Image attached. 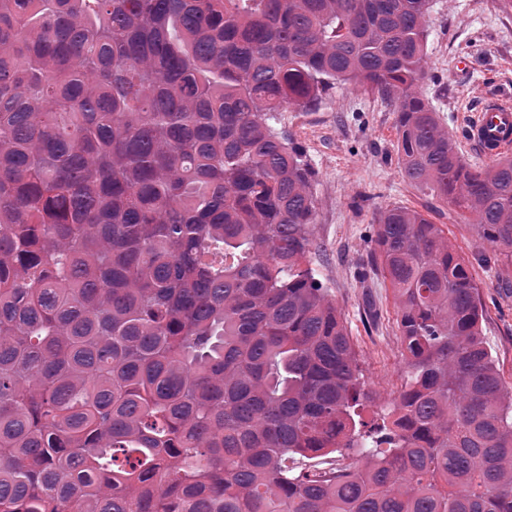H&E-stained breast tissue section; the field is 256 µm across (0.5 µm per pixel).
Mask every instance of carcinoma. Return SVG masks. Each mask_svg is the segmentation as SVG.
Segmentation results:
<instances>
[{
    "label": "carcinoma",
    "instance_id": "obj_1",
    "mask_svg": "<svg viewBox=\"0 0 512 512\" xmlns=\"http://www.w3.org/2000/svg\"><path fill=\"white\" fill-rule=\"evenodd\" d=\"M431 11L0 0V512H512L469 260L417 210L373 218L406 382L366 420L275 127L338 83L379 96L404 178L512 262V157L468 162L421 92Z\"/></svg>",
    "mask_w": 512,
    "mask_h": 512
}]
</instances>
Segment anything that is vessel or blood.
I'll use <instances>...</instances> for the list:
<instances>
[{"instance_id":"vessel-or-blood-1","label":"vessel or blood","mask_w":512,"mask_h":512,"mask_svg":"<svg viewBox=\"0 0 512 512\" xmlns=\"http://www.w3.org/2000/svg\"><path fill=\"white\" fill-rule=\"evenodd\" d=\"M468 136L482 156L512 151V101L490 98L477 110L468 127Z\"/></svg>"}]
</instances>
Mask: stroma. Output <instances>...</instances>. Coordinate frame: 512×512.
<instances>
[{
    "mask_svg": "<svg viewBox=\"0 0 512 512\" xmlns=\"http://www.w3.org/2000/svg\"><path fill=\"white\" fill-rule=\"evenodd\" d=\"M429 71L422 92L470 162L468 116L495 95L512 97V11L500 0H434ZM279 125L305 151L316 176L311 264L350 333L367 383L390 401L402 390L393 297L380 276L365 273L375 212L405 206L441 225L470 261L485 305L483 334L506 388H512V269L484 263L476 230L452 206L412 187L397 160L396 114L375 96L337 85L315 110L287 109Z\"/></svg>",
    "mask_w": 512,
    "mask_h": 512,
    "instance_id": "35a3bbf8",
    "label": "stroma"
}]
</instances>
